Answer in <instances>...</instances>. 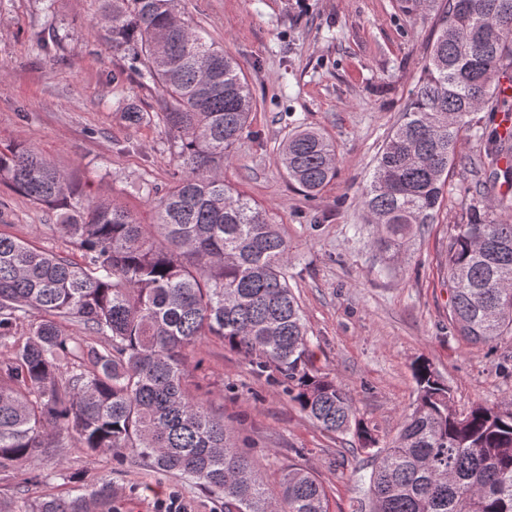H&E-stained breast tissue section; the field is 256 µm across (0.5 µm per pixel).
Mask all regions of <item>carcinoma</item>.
<instances>
[{"instance_id": "carcinoma-1", "label": "carcinoma", "mask_w": 512, "mask_h": 512, "mask_svg": "<svg viewBox=\"0 0 512 512\" xmlns=\"http://www.w3.org/2000/svg\"><path fill=\"white\" fill-rule=\"evenodd\" d=\"M179 0H101L96 24L132 52L142 86L161 91L160 119L173 135L182 174L160 198L156 223L141 224L109 202L74 200L67 176L30 146L0 150V182L56 215L51 230L80 253L40 249L0 233V468L33 464L70 430L84 451L136 456L224 496V512H277L254 460L231 443L224 419L185 388L183 352L214 336L330 435L353 433L350 392L306 370L309 338L288 283L290 245L266 211L224 184V161L248 127L252 98L238 63L183 21ZM45 4L40 51L65 39ZM512 61V0H448L442 28L402 120L382 149L364 208L378 245H397L416 224H433L448 171L478 172L457 154L469 117L501 102ZM492 177L473 194L497 192L499 211L471 209L448 239L450 321L477 344L512 335V154L486 133ZM288 179L310 196L336 177V147L321 131L288 136ZM27 324V332L17 328ZM77 326L95 344L64 330ZM418 399L398 437L372 455L360 512H512V411L480 402L451 410L430 365L414 368ZM111 484L76 485L38 497L30 512H91ZM283 512H328L321 481L291 465Z\"/></svg>"}]
</instances>
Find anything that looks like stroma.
<instances>
[{
  "label": "stroma",
  "instance_id": "stroma-1",
  "mask_svg": "<svg viewBox=\"0 0 512 512\" xmlns=\"http://www.w3.org/2000/svg\"><path fill=\"white\" fill-rule=\"evenodd\" d=\"M65 39L48 52L33 40L42 0H0V147H36L65 172L77 198L123 206L152 223L155 206L181 173L172 136L159 121L156 88L140 86L133 63L102 38L97 0H55ZM180 16L239 63L252 96L251 124L224 165V180L265 208L288 239V280L305 318L307 369L341 383L356 417L379 446L398 435L417 398L413 368L426 362L457 412L479 401L512 410V336L471 343L449 323L445 249L471 206L465 169L448 174L435 223L414 227L401 245L377 246L361 204L378 153L400 121L441 26V7L409 15L400 0H180ZM142 113L138 123L127 109ZM503 110L481 109L460 134L459 156L476 159L481 133L505 131ZM311 127L336 146L335 179L314 196L289 183L280 148ZM52 212L0 182V232L74 254L51 232ZM195 395L223 417L236 447L259 464L269 489L289 465L314 470L329 512H356L371 472L370 450L353 435L331 436L301 413L281 386L210 338L187 350ZM54 455L0 471V505L24 512L39 495H67L72 476L112 483V512H159L179 498L186 512H224L223 498L145 462L81 450L62 434Z\"/></svg>",
  "mask_w": 512,
  "mask_h": 512
}]
</instances>
